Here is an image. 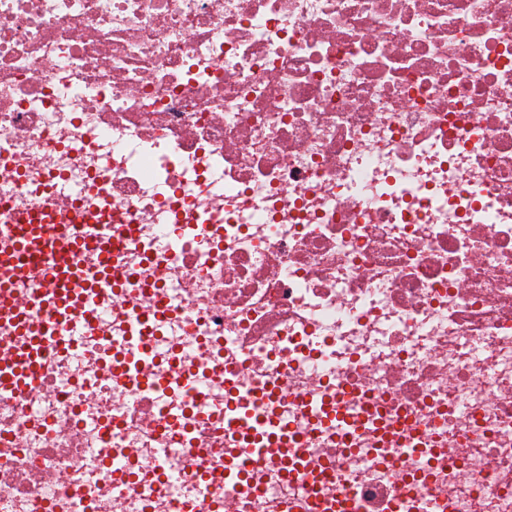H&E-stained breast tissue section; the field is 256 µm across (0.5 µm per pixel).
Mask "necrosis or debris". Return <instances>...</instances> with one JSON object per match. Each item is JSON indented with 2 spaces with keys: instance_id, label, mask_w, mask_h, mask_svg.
<instances>
[{
  "instance_id": "obj_1",
  "label": "necrosis or debris",
  "mask_w": 512,
  "mask_h": 512,
  "mask_svg": "<svg viewBox=\"0 0 512 512\" xmlns=\"http://www.w3.org/2000/svg\"><path fill=\"white\" fill-rule=\"evenodd\" d=\"M20 205L123 241L0 388V512H512V0H0Z\"/></svg>"
}]
</instances>
